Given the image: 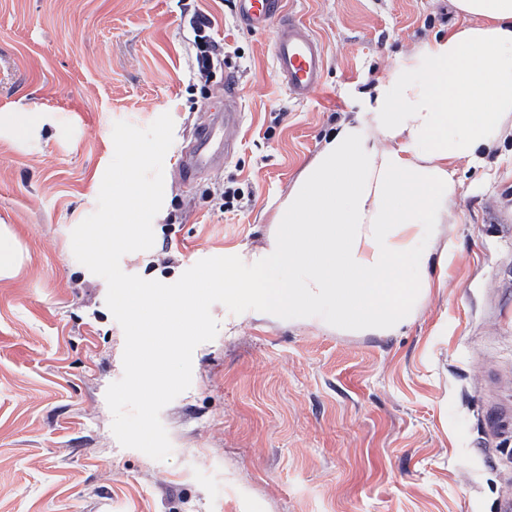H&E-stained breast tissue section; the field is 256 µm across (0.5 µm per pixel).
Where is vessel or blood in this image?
Returning a JSON list of instances; mask_svg holds the SVG:
<instances>
[{
  "instance_id": "1",
  "label": "vessel or blood",
  "mask_w": 512,
  "mask_h": 512,
  "mask_svg": "<svg viewBox=\"0 0 512 512\" xmlns=\"http://www.w3.org/2000/svg\"><path fill=\"white\" fill-rule=\"evenodd\" d=\"M238 20L255 31L276 25L272 50L274 74L294 102L305 101L322 81L324 52L320 40L293 19L286 0H236ZM241 94L233 80L224 84V109L198 125L191 145L183 152L179 175L194 185L201 172L217 169L229 160L236 147L243 112Z\"/></svg>"
}]
</instances>
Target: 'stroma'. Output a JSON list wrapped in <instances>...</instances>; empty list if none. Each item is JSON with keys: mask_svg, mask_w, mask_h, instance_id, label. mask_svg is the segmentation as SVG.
I'll use <instances>...</instances> for the list:
<instances>
[{"mask_svg": "<svg viewBox=\"0 0 512 512\" xmlns=\"http://www.w3.org/2000/svg\"><path fill=\"white\" fill-rule=\"evenodd\" d=\"M287 4L325 53L300 104L274 79L272 30L243 26L232 0H0V236L16 255L0 275V512H512V115L486 166L457 163L448 278L397 334L230 324L196 347L190 388L160 414L167 460L112 432L124 332L71 232L97 208L114 123L174 120L154 245L120 261L172 283L262 245L378 78L459 21L452 0ZM196 13L232 47L206 80ZM228 76L246 114L238 150L184 187L181 150L201 113L223 111ZM227 186L241 211L212 207Z\"/></svg>", "mask_w": 512, "mask_h": 512, "instance_id": "1", "label": "stroma"}]
</instances>
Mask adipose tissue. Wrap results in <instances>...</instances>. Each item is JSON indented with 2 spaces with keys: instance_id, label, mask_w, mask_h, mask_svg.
I'll return each instance as SVG.
<instances>
[{
  "instance_id": "ef3b65f1",
  "label": "adipose tissue",
  "mask_w": 512,
  "mask_h": 512,
  "mask_svg": "<svg viewBox=\"0 0 512 512\" xmlns=\"http://www.w3.org/2000/svg\"><path fill=\"white\" fill-rule=\"evenodd\" d=\"M453 4L461 23L379 78L303 169L262 246L225 253L177 297L122 284L142 347L131 372L153 384L155 359L193 338L215 286L240 321L392 336L414 319L448 267L437 244L455 165H485L512 112V0Z\"/></svg>"
}]
</instances>
